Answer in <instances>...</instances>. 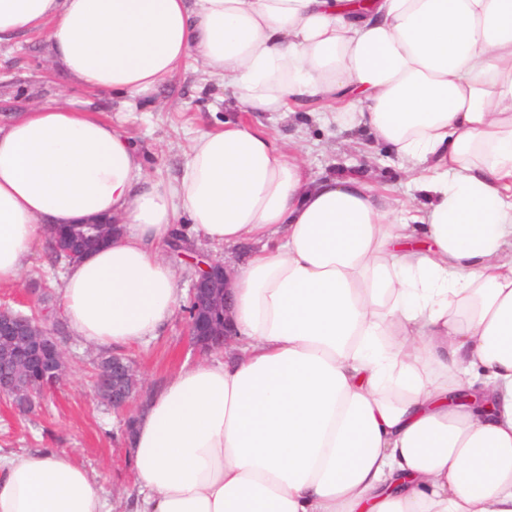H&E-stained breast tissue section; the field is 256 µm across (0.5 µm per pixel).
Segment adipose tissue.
Wrapping results in <instances>:
<instances>
[{"label":"adipose tissue","mask_w":512,"mask_h":512,"mask_svg":"<svg viewBox=\"0 0 512 512\" xmlns=\"http://www.w3.org/2000/svg\"><path fill=\"white\" fill-rule=\"evenodd\" d=\"M41 27L79 86L133 98L192 57L240 111L172 179L83 108L0 123V287L54 227L121 222L63 278L85 341L174 315L180 219L254 245L230 267L233 355L136 420L129 512H512V0H0V43ZM317 105L401 160L414 204L312 177L244 119ZM0 512L111 509L52 451L0 455Z\"/></svg>","instance_id":"ef3b65f1"}]
</instances>
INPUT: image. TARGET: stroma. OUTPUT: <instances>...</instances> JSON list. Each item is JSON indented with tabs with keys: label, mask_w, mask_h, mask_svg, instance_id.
I'll use <instances>...</instances> for the list:
<instances>
[{
	"label": "stroma",
	"mask_w": 512,
	"mask_h": 512,
	"mask_svg": "<svg viewBox=\"0 0 512 512\" xmlns=\"http://www.w3.org/2000/svg\"><path fill=\"white\" fill-rule=\"evenodd\" d=\"M71 104L95 110L123 131L141 151L150 174L170 177L177 173L193 136L234 116L231 99L221 83H203L195 63H188L156 90L126 102L109 93L83 89L59 69L49 51L48 34L38 31L0 45V117L43 103ZM260 124L301 147L313 175L359 172L380 190H392L407 199L408 177L399 160L368 144L353 147L335 126L303 118L287 119L268 112ZM191 253L164 251L176 272L181 293H188L194 276L192 252L216 261L241 260L244 248H224L200 236H190ZM63 264H51L49 246L36 248L19 283L0 288V305L25 314H46L58 322L68 358L65 379L38 399L35 410L16 414L9 400L0 398V453L29 455L62 450L103 488L112 512H124L138 485L123 435L126 419L138 416L145 399L181 369L205 361L204 353L190 346L182 312L145 343L121 348L138 369L142 388L130 406L112 411L93 388L97 364L112 350L74 336L63 315L61 288Z\"/></svg>",
	"instance_id": "stroma-1"
}]
</instances>
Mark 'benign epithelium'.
<instances>
[{
	"mask_svg": "<svg viewBox=\"0 0 512 512\" xmlns=\"http://www.w3.org/2000/svg\"><path fill=\"white\" fill-rule=\"evenodd\" d=\"M112 219L90 222L91 236L102 243L116 230ZM230 274L224 263L210 260L196 271L185 310L190 343L201 352L227 348L233 341L229 327L231 296ZM8 348L0 355V397L11 400L14 409L24 412L34 404L36 393L24 384L25 375L38 372L56 384L67 373V355L60 340L58 326L44 332L30 316L10 307L0 306V341ZM141 381L131 359L114 355L106 372L95 377L97 395L112 409L123 411L139 392Z\"/></svg>",
	"mask_w": 512,
	"mask_h": 512,
	"instance_id": "7a95c632",
	"label": "benign epithelium"
}]
</instances>
